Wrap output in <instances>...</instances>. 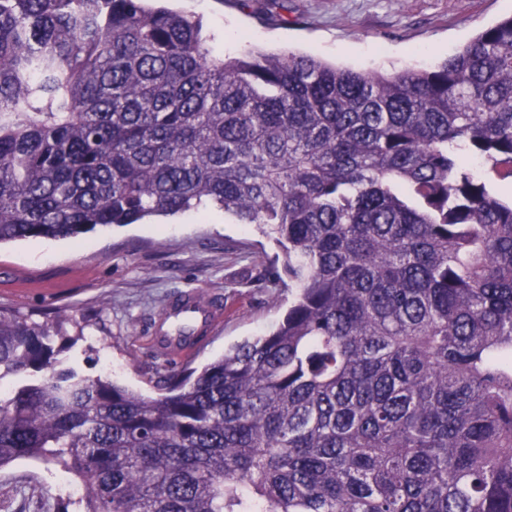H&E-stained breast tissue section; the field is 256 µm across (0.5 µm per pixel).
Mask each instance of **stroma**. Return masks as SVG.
I'll return each instance as SVG.
<instances>
[{
    "mask_svg": "<svg viewBox=\"0 0 512 512\" xmlns=\"http://www.w3.org/2000/svg\"><path fill=\"white\" fill-rule=\"evenodd\" d=\"M213 34L215 54H310L342 68L427 69L512 15V0H165ZM278 246L222 211L153 217L66 239L0 244V310L30 322L67 320L61 358L80 375L153 396L174 362L150 344L166 302L185 290L220 298L224 321L186 361L201 367L225 349L267 334L294 293L278 282ZM29 487L31 499L16 497ZM82 512L54 466L20 459L0 470V512H41V502Z\"/></svg>",
    "mask_w": 512,
    "mask_h": 512,
    "instance_id": "1",
    "label": "stroma"
}]
</instances>
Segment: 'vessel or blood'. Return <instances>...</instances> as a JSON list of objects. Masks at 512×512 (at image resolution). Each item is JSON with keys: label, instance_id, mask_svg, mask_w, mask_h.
<instances>
[{"label": "vessel or blood", "instance_id": "obj_1", "mask_svg": "<svg viewBox=\"0 0 512 512\" xmlns=\"http://www.w3.org/2000/svg\"><path fill=\"white\" fill-rule=\"evenodd\" d=\"M223 321V304L185 293L167 303L154 324L151 343L170 360L182 362L196 351L202 337Z\"/></svg>", "mask_w": 512, "mask_h": 512}]
</instances>
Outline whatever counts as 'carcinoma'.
I'll return each mask as SVG.
<instances>
[{
  "instance_id": "1",
  "label": "carcinoma",
  "mask_w": 512,
  "mask_h": 512,
  "mask_svg": "<svg viewBox=\"0 0 512 512\" xmlns=\"http://www.w3.org/2000/svg\"><path fill=\"white\" fill-rule=\"evenodd\" d=\"M150 0H0V244L216 209L283 248L272 332L146 396L0 312V469L83 512H512V16L429 70L213 55ZM27 485L32 499L13 497L16 486ZM66 483L53 465L37 460L20 459L0 471V512H41L40 502L49 500L55 505L50 512L65 507L67 512H81L80 496L71 495ZM10 501V502H9ZM9 505V507H7ZM6 506V507H5Z\"/></svg>"
}]
</instances>
